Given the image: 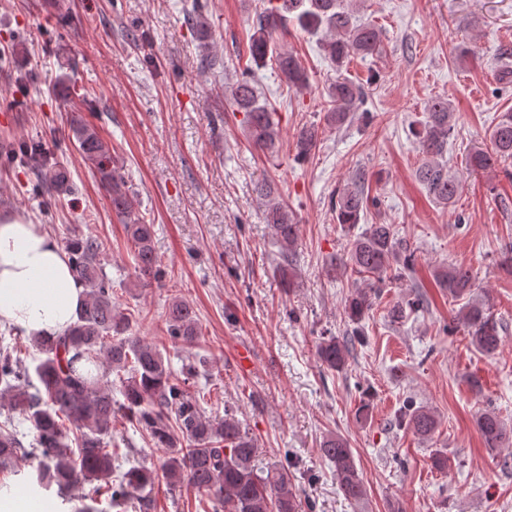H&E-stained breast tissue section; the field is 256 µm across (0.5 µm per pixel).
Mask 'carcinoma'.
<instances>
[{"instance_id": "obj_1", "label": "carcinoma", "mask_w": 512, "mask_h": 512, "mask_svg": "<svg viewBox=\"0 0 512 512\" xmlns=\"http://www.w3.org/2000/svg\"><path fill=\"white\" fill-rule=\"evenodd\" d=\"M355 0H267L256 15L249 37L248 53L253 68L275 65L288 87L301 90L308 76L298 58L276 48L274 33L286 21L317 38L325 57L336 67V79L328 86L326 120L341 127L350 122L365 101L364 87L342 75L354 58L365 59L379 51L381 33L354 11ZM203 5L196 4L187 21L197 28L200 39L208 38ZM232 111L243 113L251 139L273 149L279 139L278 122L258 92L254 81L244 76L229 87ZM454 112L448 98L435 96L426 105L425 117L414 131L422 161L416 177L428 195L442 205H453L461 193V178L448 172V137ZM72 136L82 158L105 183L112 211L125 225L133 250L134 271L141 278L161 280L163 262L153 241V225L137 214L136 196L125 188L117 174L112 149L94 126L80 124ZM491 149L473 148L465 166L471 173L512 162V113L501 115L490 134ZM318 129L302 128L297 136L296 157L314 153ZM17 157L33 165L47 188L61 182L54 163L37 146L21 145ZM264 200V219L279 244V269L290 266L296 256L298 224L288 206L273 197L266 183L256 188ZM364 183L353 181L336 194V223L350 233L346 254L330 260L326 272L350 270L365 287L344 300V314L351 337L323 336L316 345L320 367L343 372L352 357V339L361 335V325L370 317L374 295L386 280H398L414 268V250L398 238L391 224H368L359 233L367 209ZM69 261L86 289L85 304L69 331L58 338L33 341L39 356L31 363L18 355L14 343L0 342V469L18 457L37 459L30 486L57 488L64 494L75 487H88L84 495L65 498L71 512H107L109 508L153 512L152 493L163 482L171 489L186 488L228 512H298V490L288 465L264 469L257 464L258 448L231 414L211 419L205 415V397L195 389L200 363L189 360L180 372L160 350L133 333V320L112 298V279L101 263L102 240L81 235L66 243ZM437 286L450 300L461 303L455 319L466 329L470 343L487 356L499 350L501 323L491 311L490 301L471 297L469 269L461 264L437 273ZM423 305L421 295L394 305L388 311L392 322H401L407 312ZM166 332L175 347L195 346L201 335L197 314L189 302L174 297L165 312ZM115 379H110V376ZM118 392L120 397L113 396ZM123 418L165 458L155 467L138 461L127 469L123 462L133 452L112 447V422ZM29 424L33 440L23 443L19 425ZM397 423L422 439H431L439 427L434 412L426 405L405 408ZM484 443L495 449L509 440L506 427L493 411L477 420ZM320 451L327 461L339 491L350 501L366 495L363 475L345 438L329 434Z\"/></svg>"}]
</instances>
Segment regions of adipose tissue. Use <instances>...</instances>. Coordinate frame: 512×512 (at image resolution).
<instances>
[{
    "label": "adipose tissue",
    "instance_id": "adipose-tissue-1",
    "mask_svg": "<svg viewBox=\"0 0 512 512\" xmlns=\"http://www.w3.org/2000/svg\"><path fill=\"white\" fill-rule=\"evenodd\" d=\"M84 299L66 253L41 225L0 216V325L53 339L73 325Z\"/></svg>",
    "mask_w": 512,
    "mask_h": 512
}]
</instances>
